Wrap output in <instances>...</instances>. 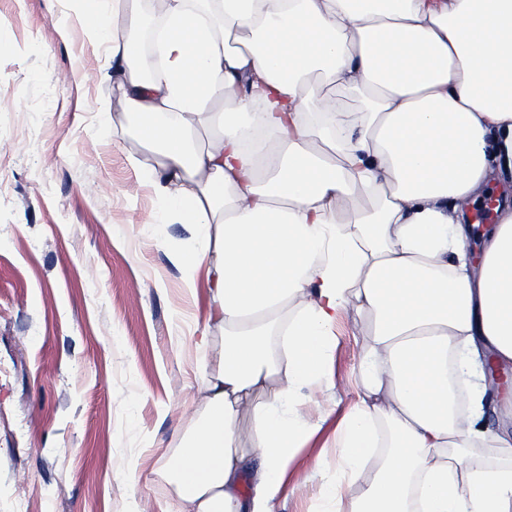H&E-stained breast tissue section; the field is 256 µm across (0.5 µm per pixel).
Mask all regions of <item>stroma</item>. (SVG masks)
I'll return each mask as SVG.
<instances>
[{
    "mask_svg": "<svg viewBox=\"0 0 512 512\" xmlns=\"http://www.w3.org/2000/svg\"><path fill=\"white\" fill-rule=\"evenodd\" d=\"M106 65L67 0H0V512H170L161 473L200 407L192 328L211 300L169 259L198 239L161 225L145 184L160 156ZM370 339L348 312L331 382L304 391L300 416L323 428L285 512H321Z\"/></svg>",
    "mask_w": 512,
    "mask_h": 512,
    "instance_id": "1",
    "label": "stroma"
}]
</instances>
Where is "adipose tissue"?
<instances>
[{"label":"adipose tissue","mask_w":512,"mask_h":512,"mask_svg":"<svg viewBox=\"0 0 512 512\" xmlns=\"http://www.w3.org/2000/svg\"><path fill=\"white\" fill-rule=\"evenodd\" d=\"M139 2L77 0L163 156L147 182L165 223L199 238L175 257L211 294L199 342L224 334L162 473L177 512H278L320 429L299 392L325 379L350 309L371 345L323 512H512V432L484 419V375L448 421L450 351L512 364V0H166L157 63Z\"/></svg>","instance_id":"ef3b65f1"}]
</instances>
